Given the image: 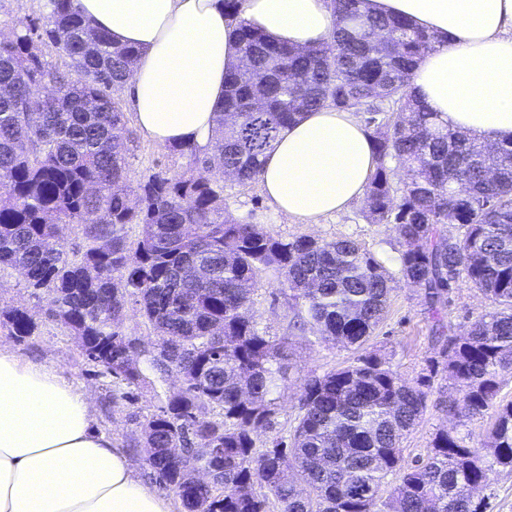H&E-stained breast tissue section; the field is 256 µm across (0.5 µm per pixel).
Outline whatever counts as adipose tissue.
Wrapping results in <instances>:
<instances>
[{"mask_svg":"<svg viewBox=\"0 0 512 512\" xmlns=\"http://www.w3.org/2000/svg\"><path fill=\"white\" fill-rule=\"evenodd\" d=\"M115 44L141 56L126 88L137 129L162 146L205 147L237 68L246 22L306 48L329 37L330 0H76ZM439 41L416 69L413 96L441 121L489 144L512 138V0H368ZM377 164L354 113L322 108L281 131L260 183L282 215L314 223L361 198ZM0 512H173L138 479L121 448L93 426L89 395L55 367L0 347Z\"/></svg>","mask_w":512,"mask_h":512,"instance_id":"obj_1","label":"adipose tissue"}]
</instances>
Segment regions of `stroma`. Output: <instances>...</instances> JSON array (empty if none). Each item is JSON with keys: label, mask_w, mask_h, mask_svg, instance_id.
I'll return each mask as SVG.
<instances>
[{"label": "stroma", "mask_w": 512, "mask_h": 512, "mask_svg": "<svg viewBox=\"0 0 512 512\" xmlns=\"http://www.w3.org/2000/svg\"><path fill=\"white\" fill-rule=\"evenodd\" d=\"M127 157L129 179L134 184L153 173L173 171L186 165L185 158L171 154L167 147L142 135L130 144ZM224 195L233 219L263 225L272 234L286 239L303 235L325 240L354 239L367 251L385 260L389 270L396 274L398 231L392 224L370 223L365 217L364 200L354 201L345 210L324 217L318 223L305 224L278 213L259 184L241 186L228 182L224 185ZM279 288L275 276L262 274L252 301L259 329L269 336H291L294 343L288 380L278 393L281 411L275 431L284 434L289 431L298 411V398L305 379L340 367L354 357L355 351L322 339L318 330L311 326L305 331L290 333L289 327L296 318V312L287 304ZM1 303L27 311L38 328L21 342L0 328V346L13 349L26 360L61 369L69 381L87 391L93 405L95 428L117 447L127 449L129 437L138 434L141 423L157 413L160 393L181 386L176 375L162 379L152 373L144 385L134 390L132 397H121L111 377L99 373L97 368L83 359L73 336L49 318L46 299L32 296L17 272L0 274ZM491 308L492 304L485 296L463 285L454 291L450 302L442 306L440 315L450 327L452 335L462 336L475 318ZM432 324L417 288L396 275L388 313L370 337L367 347L388 355L403 377L416 379L426 369L429 359L441 348L432 336ZM447 391L448 384L444 378L435 377L424 414L401 439L406 465L426 458L437 429L463 431L476 444L491 425L492 420L487 417L462 426L456 419L440 411L437 402Z\"/></svg>", "instance_id": "stroma-1"}]
</instances>
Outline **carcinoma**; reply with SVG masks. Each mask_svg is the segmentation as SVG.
<instances>
[{"label": "carcinoma", "mask_w": 512, "mask_h": 512, "mask_svg": "<svg viewBox=\"0 0 512 512\" xmlns=\"http://www.w3.org/2000/svg\"><path fill=\"white\" fill-rule=\"evenodd\" d=\"M366 2L333 0L331 36L302 49L239 21L240 66L225 80L208 148L169 147L187 168L153 173L135 190L115 144L135 141L119 91L139 51L112 43L75 0H45L41 17L0 38V272L21 271L48 317L124 396L146 381L141 361L180 375L138 447L187 512H269L274 503L280 512H487L473 491L512 472V401H498L501 375L512 372V139L486 145L425 111L409 87L435 36ZM42 45L61 50L63 66L49 68ZM322 107L368 114L377 166L367 218L396 226L399 273L418 288L446 362L429 361L411 382L387 355L365 350L308 378L292 430L259 448L292 356L288 337L257 326L260 275L278 278L301 324L357 349L392 291V273L353 239H283L226 215L225 172L240 185L259 181L281 130ZM388 161L406 170L402 186ZM66 224L81 229L76 249L51 245ZM463 283L493 310L449 336L439 308ZM131 309L158 337L153 349L121 331ZM0 326L20 341L37 330L10 306H0ZM440 372L450 387L441 410L494 421L478 445L438 430L426 459L405 467L400 439Z\"/></svg>", "instance_id": "cac0c4a2"}]
</instances>
